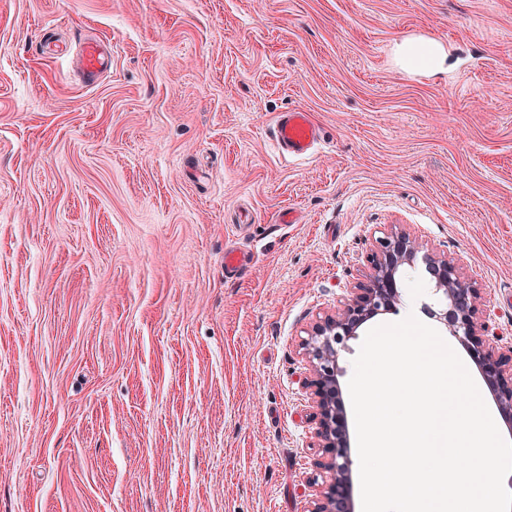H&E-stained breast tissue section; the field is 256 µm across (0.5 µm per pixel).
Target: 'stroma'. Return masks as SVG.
<instances>
[{"label":"stroma","instance_id":"35a3bbf8","mask_svg":"<svg viewBox=\"0 0 512 512\" xmlns=\"http://www.w3.org/2000/svg\"><path fill=\"white\" fill-rule=\"evenodd\" d=\"M396 225L512 347V0H0V512H306L298 342ZM83 73L88 79L99 76L109 64V53L97 41H88L81 51ZM317 139L318 127L309 112L296 110L278 115L273 129V144L284 156H309Z\"/></svg>","mask_w":512,"mask_h":512}]
</instances>
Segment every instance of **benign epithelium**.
Wrapping results in <instances>:
<instances>
[{"label": "benign epithelium", "mask_w": 512, "mask_h": 512, "mask_svg": "<svg viewBox=\"0 0 512 512\" xmlns=\"http://www.w3.org/2000/svg\"><path fill=\"white\" fill-rule=\"evenodd\" d=\"M422 260L434 278V290L449 309L443 316L450 335L464 344L482 372L500 414L512 424V348L505 351L489 335L484 289L461 272L459 263L425 248L413 234L394 229L378 240L369 258L370 270L357 281L336 310L319 318L301 338L308 376L310 418L316 424L312 447L322 451L316 468L328 473L307 512H354L350 497L352 460L347 448L346 410L339 377V355L357 329L381 311H393L401 301L400 268Z\"/></svg>", "instance_id": "obj_1"}]
</instances>
